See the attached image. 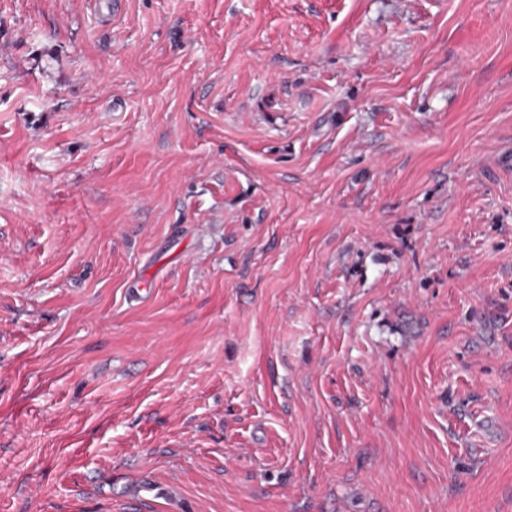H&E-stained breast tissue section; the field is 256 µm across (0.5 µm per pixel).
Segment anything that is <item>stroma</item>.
Here are the masks:
<instances>
[{"instance_id": "stroma-1", "label": "stroma", "mask_w": 512, "mask_h": 512, "mask_svg": "<svg viewBox=\"0 0 512 512\" xmlns=\"http://www.w3.org/2000/svg\"><path fill=\"white\" fill-rule=\"evenodd\" d=\"M0 512H512V0H0Z\"/></svg>"}]
</instances>
